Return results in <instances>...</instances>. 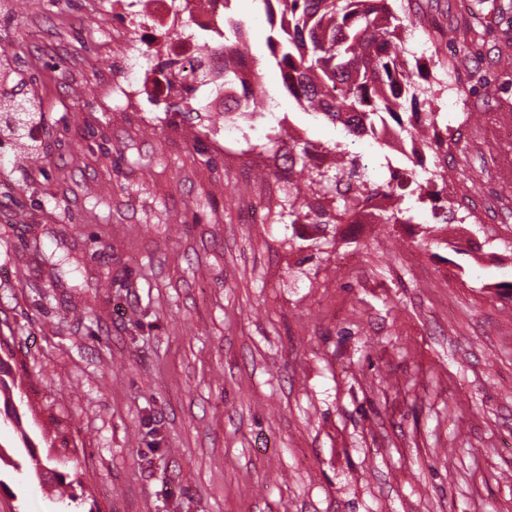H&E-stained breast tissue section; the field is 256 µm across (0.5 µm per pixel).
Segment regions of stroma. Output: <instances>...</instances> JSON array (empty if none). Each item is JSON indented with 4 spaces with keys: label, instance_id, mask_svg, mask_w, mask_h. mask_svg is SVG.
<instances>
[{
    "label": "stroma",
    "instance_id": "obj_1",
    "mask_svg": "<svg viewBox=\"0 0 512 512\" xmlns=\"http://www.w3.org/2000/svg\"><path fill=\"white\" fill-rule=\"evenodd\" d=\"M391 0L439 90L458 193L289 97L262 0H231L276 115L350 144L372 181L414 169L453 218L315 231L274 163L228 167L162 105L111 109L120 26L99 0H0V100L39 103L0 138V337L21 421L0 417V512H512V9ZM474 54L449 68L446 33ZM485 209L484 225L469 223ZM263 223H255V213ZM319 251L306 254L305 237ZM59 458L71 503L14 470Z\"/></svg>",
    "mask_w": 512,
    "mask_h": 512
}]
</instances>
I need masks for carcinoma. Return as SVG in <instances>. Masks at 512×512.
Segmentation results:
<instances>
[{
  "mask_svg": "<svg viewBox=\"0 0 512 512\" xmlns=\"http://www.w3.org/2000/svg\"><path fill=\"white\" fill-rule=\"evenodd\" d=\"M271 26L267 46L272 58L288 81V95L304 109L339 123L352 135H373L391 128L408 144L416 147L414 165L431 154L438 162H448V138L438 132L439 115L433 108L436 96L426 65L410 61L406 55L404 33L416 28L411 15L402 18L389 8V0H262ZM456 29H448V45L454 47L453 65L466 64L471 51L456 48ZM244 39L243 24L224 20V54L229 56ZM257 93L249 97L224 98V112L244 116L257 112L264 89L257 72H252ZM314 146L297 141L281 155L289 167L307 168ZM336 165L309 174L305 188H296L303 198L296 218L319 224L350 221L361 206L387 197L395 185L406 180L405 173L390 170L382 185L358 181V193L345 198L334 193L344 178L357 177L359 159L347 146L331 149ZM413 209L405 205L404 195H396L387 213L389 224H411Z\"/></svg>",
  "mask_w": 512,
  "mask_h": 512,
  "instance_id": "1",
  "label": "carcinoma"
}]
</instances>
